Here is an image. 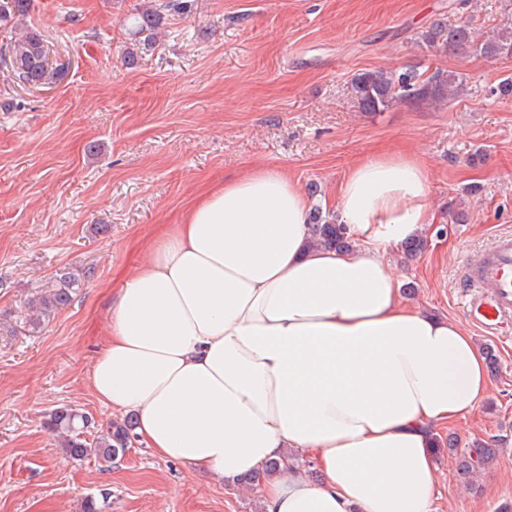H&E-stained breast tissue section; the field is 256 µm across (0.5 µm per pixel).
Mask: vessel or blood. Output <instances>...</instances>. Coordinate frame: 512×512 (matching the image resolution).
Returning <instances> with one entry per match:
<instances>
[{
	"instance_id": "b4317fda",
	"label": "vessel or blood",
	"mask_w": 512,
	"mask_h": 512,
	"mask_svg": "<svg viewBox=\"0 0 512 512\" xmlns=\"http://www.w3.org/2000/svg\"><path fill=\"white\" fill-rule=\"evenodd\" d=\"M463 310L481 333L512 335V233L495 236L462 270Z\"/></svg>"
}]
</instances>
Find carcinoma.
<instances>
[{
    "label": "carcinoma",
    "mask_w": 512,
    "mask_h": 512,
    "mask_svg": "<svg viewBox=\"0 0 512 512\" xmlns=\"http://www.w3.org/2000/svg\"><path fill=\"white\" fill-rule=\"evenodd\" d=\"M31 2L0 0V30L16 35L4 48L12 78L25 86L41 87L62 79L65 68L50 61L42 35L24 27ZM170 11L189 14V0H164L136 9L132 14L136 45L151 46L163 24L164 13ZM491 30L490 36L480 39L477 28L463 16L436 20L421 31L422 48L436 54H469L475 58L512 57V0H502L501 19ZM352 89L363 111L383 112L397 103L436 106L451 102L467 91V80L461 73L442 68L427 74L416 66H409L399 73L361 72L352 79ZM311 233L314 246L344 249L351 244L349 228L336 223L332 215L324 216L318 210L312 216ZM83 284L84 279L79 274L62 271L57 275L55 288L32 301L30 309L39 317H48L65 309ZM93 424L91 417L60 407L49 413L45 427L58 439L63 452L74 460L81 461L93 455L110 462L125 454L131 443L134 422H111L89 441L84 437V430ZM493 455L491 448H474L472 454L459 459V476L466 479L477 470L488 468Z\"/></svg>",
    "instance_id": "1"
}]
</instances>
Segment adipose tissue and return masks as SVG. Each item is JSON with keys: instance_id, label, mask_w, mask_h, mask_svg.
Instances as JSON below:
<instances>
[{"instance_id": "adipose-tissue-1", "label": "adipose tissue", "mask_w": 512, "mask_h": 512, "mask_svg": "<svg viewBox=\"0 0 512 512\" xmlns=\"http://www.w3.org/2000/svg\"><path fill=\"white\" fill-rule=\"evenodd\" d=\"M429 194L416 155L358 160L334 211L359 245L335 251L309 245L312 202L284 169L206 189L112 293L98 401L220 481L279 460L263 512H433L436 430L490 379L460 323L403 303L380 253L426 232Z\"/></svg>"}]
</instances>
